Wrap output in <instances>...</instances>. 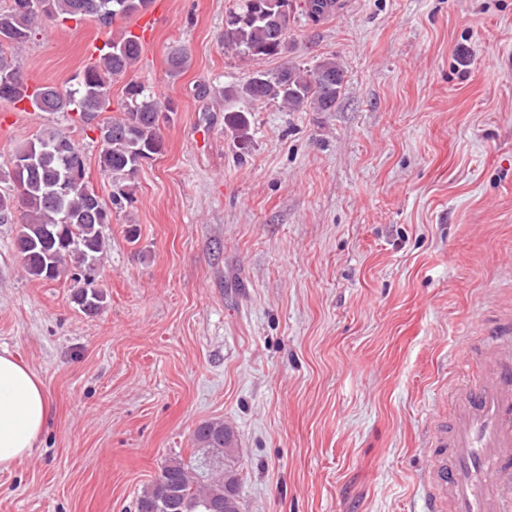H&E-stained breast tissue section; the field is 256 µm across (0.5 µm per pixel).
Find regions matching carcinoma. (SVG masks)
<instances>
[{"label": "carcinoma", "mask_w": 512, "mask_h": 512, "mask_svg": "<svg viewBox=\"0 0 512 512\" xmlns=\"http://www.w3.org/2000/svg\"><path fill=\"white\" fill-rule=\"evenodd\" d=\"M151 0H11L0 9V99L28 102L37 112H75L89 125L111 105L112 79L126 74L141 56L137 36L125 31L107 43L108 51L77 73L69 86L43 84L34 88L23 81L13 57L4 47L20 48L31 39L39 18L60 21L91 18L107 26L116 18H131L145 11ZM336 0H304L302 9L319 22ZM292 10L281 0H238L226 18L224 48L244 58L274 57L286 50ZM185 50L168 57L171 77L188 66ZM345 84V69L334 58L312 67L288 64L274 71L257 70L240 83L220 91L224 102L238 98L278 101L290 112H333ZM126 117L98 123L100 168L113 180L133 177L150 160L164 152L159 119H169L172 108L138 83L126 87ZM224 124L234 138H249L247 113L224 108ZM85 156L71 135L54 131L18 149L0 182L13 193L0 192V219L22 209V224L15 247L28 275L54 280L60 276L66 255L78 254L81 264L94 270L105 250L100 228L112 221V210L85 182ZM83 311L92 313L104 295L86 278L73 294ZM197 454L187 460L165 462L136 500V512H241L239 473L235 462L234 431L219 421L200 424L194 432Z\"/></svg>", "instance_id": "cac0c4a2"}]
</instances>
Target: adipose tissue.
<instances>
[{
    "mask_svg": "<svg viewBox=\"0 0 512 512\" xmlns=\"http://www.w3.org/2000/svg\"><path fill=\"white\" fill-rule=\"evenodd\" d=\"M52 418L39 377L10 353L0 354V470L27 457Z\"/></svg>",
    "mask_w": 512,
    "mask_h": 512,
    "instance_id": "obj_1",
    "label": "adipose tissue"
}]
</instances>
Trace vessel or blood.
Wrapping results in <instances>:
<instances>
[{"instance_id": "vessel-or-blood-1", "label": "vessel or blood", "mask_w": 512, "mask_h": 512, "mask_svg": "<svg viewBox=\"0 0 512 512\" xmlns=\"http://www.w3.org/2000/svg\"><path fill=\"white\" fill-rule=\"evenodd\" d=\"M465 352L430 434L424 512H512V313L487 317Z\"/></svg>"}]
</instances>
